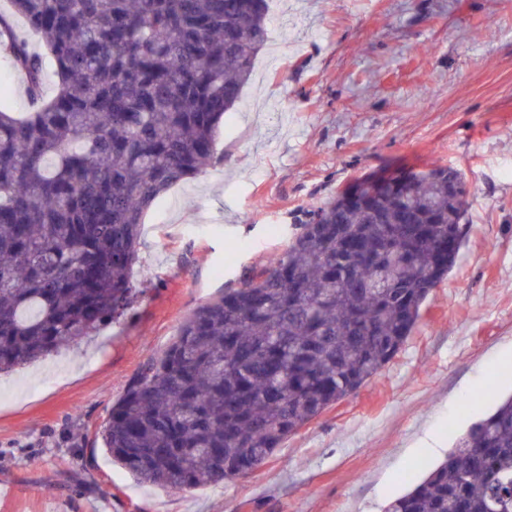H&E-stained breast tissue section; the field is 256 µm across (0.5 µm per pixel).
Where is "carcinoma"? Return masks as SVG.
Returning <instances> with one entry per match:
<instances>
[{"label": "carcinoma", "instance_id": "carcinoma-1", "mask_svg": "<svg viewBox=\"0 0 512 512\" xmlns=\"http://www.w3.org/2000/svg\"><path fill=\"white\" fill-rule=\"evenodd\" d=\"M9 3L0 57L29 111L0 103V373L125 315L145 215L222 160L268 35L267 0ZM468 194L434 166L361 177L314 210L141 368L102 429L112 461L177 491L265 464L401 350L457 263ZM385 512H512V397Z\"/></svg>", "mask_w": 512, "mask_h": 512}]
</instances>
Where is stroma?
<instances>
[{"label":"stroma","instance_id":"35a3bbf8","mask_svg":"<svg viewBox=\"0 0 512 512\" xmlns=\"http://www.w3.org/2000/svg\"><path fill=\"white\" fill-rule=\"evenodd\" d=\"M267 29L223 162L145 217L130 310L0 375V512H383L512 394V0H270ZM435 164L466 177L460 258L377 375L248 476L189 493L111 463L101 427L188 315L354 179Z\"/></svg>","mask_w":512,"mask_h":512}]
</instances>
